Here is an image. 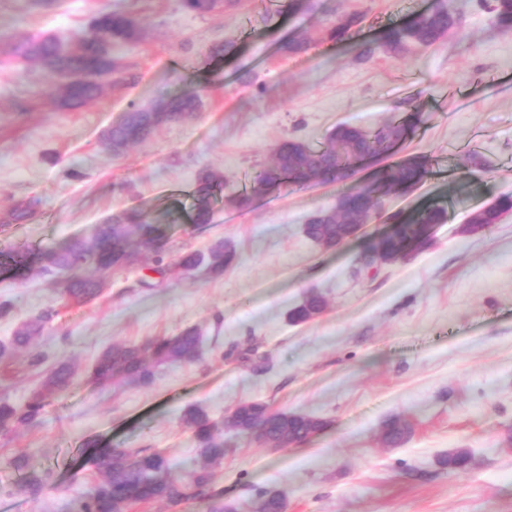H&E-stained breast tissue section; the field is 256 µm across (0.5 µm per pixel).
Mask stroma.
I'll list each match as a JSON object with an SVG mask.
<instances>
[{
	"label": "stroma",
	"mask_w": 512,
	"mask_h": 512,
	"mask_svg": "<svg viewBox=\"0 0 512 512\" xmlns=\"http://www.w3.org/2000/svg\"><path fill=\"white\" fill-rule=\"evenodd\" d=\"M259 0L205 15L182 0H0V53L18 33L69 40L89 30L100 9L133 16L135 40L113 48L133 81L66 110L41 95L42 68H0V216L29 200L22 224L0 223V251L58 248L90 237L98 224L139 209L159 220L173 251H206L218 239L238 256L221 275L200 268L152 287L155 256L113 273L99 297L68 305L38 275L0 279V342L43 310L59 315L33 351L0 368V396L24 404L46 365L92 366L115 344L141 345L188 327L203 338L192 364L159 368L152 386L101 389L77 380L48 395L31 424L0 432V512H77L99 478L92 448L160 450L175 474L196 469L191 405L222 420L239 403L326 421L300 444L270 448L225 429L227 451L211 468L209 492L248 512L259 491L284 493L286 512H512V213L487 230L461 229L476 210L512 195V30L498 28L482 0H455L460 23L433 46L394 54L364 43L403 25L432 0H308L260 22ZM357 16L344 39L327 27ZM307 37L304 52L280 51ZM216 43L231 52L210 60ZM197 91L195 118L159 129L121 154L103 133L130 105ZM421 96L423 114L392 156L345 181L284 185L238 209L219 199L213 223L185 224L202 170L223 173L228 190L248 186L276 147L295 138L328 145L336 125L375 128ZM432 157L412 191L383 200L360 235L326 250L306 237L317 210L373 181L408 156ZM438 203L448 221L432 225L429 246L408 258L358 271V256L390 214ZM324 312L293 324L289 311L308 292ZM409 423L400 445L382 440L389 419ZM465 451V466L443 460ZM27 455L53 483L33 498L12 466Z\"/></svg>",
	"instance_id": "35a3bbf8"
}]
</instances>
